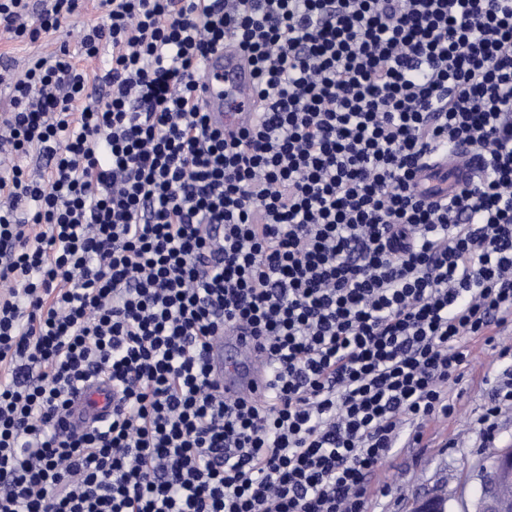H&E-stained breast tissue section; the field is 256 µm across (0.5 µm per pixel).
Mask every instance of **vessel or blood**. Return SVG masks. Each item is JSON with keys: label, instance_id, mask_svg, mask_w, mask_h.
I'll return each mask as SVG.
<instances>
[{"label": "vessel or blood", "instance_id": "b4317fda", "mask_svg": "<svg viewBox=\"0 0 512 512\" xmlns=\"http://www.w3.org/2000/svg\"><path fill=\"white\" fill-rule=\"evenodd\" d=\"M201 99L216 128L237 129L252 118L255 109L253 76L248 61L234 43L210 53L204 63ZM471 169L440 159L426 167L421 181L428 193L450 191L467 182ZM250 342L242 336L225 334L212 341L211 363L215 377L225 395L234 396L248 390L265 388L261 368L244 351ZM116 402L111 389L93 386L71 400L67 416L68 429H82L108 417Z\"/></svg>", "mask_w": 512, "mask_h": 512}]
</instances>
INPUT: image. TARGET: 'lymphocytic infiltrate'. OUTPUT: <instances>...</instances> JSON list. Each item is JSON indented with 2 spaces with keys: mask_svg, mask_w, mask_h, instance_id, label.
Masks as SVG:
<instances>
[{
  "mask_svg": "<svg viewBox=\"0 0 512 512\" xmlns=\"http://www.w3.org/2000/svg\"><path fill=\"white\" fill-rule=\"evenodd\" d=\"M79 8L0 0V29L33 43ZM97 8L76 48L0 68V512H364L512 316V0ZM229 41L256 79L233 134L197 95ZM457 144L481 174L427 195ZM228 330L262 393L213 378ZM100 381L111 419L65 431Z\"/></svg>",
  "mask_w": 512,
  "mask_h": 512,
  "instance_id": "lymphocytic-infiltrate-1",
  "label": "lymphocytic infiltrate"
}]
</instances>
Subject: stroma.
Instances as JSON below:
<instances>
[{
    "label": "stroma",
    "instance_id": "35a3bbf8",
    "mask_svg": "<svg viewBox=\"0 0 512 512\" xmlns=\"http://www.w3.org/2000/svg\"><path fill=\"white\" fill-rule=\"evenodd\" d=\"M97 16L94 0H85L81 12L49 39L18 43L0 32V66L9 65L14 77H23L32 58L63 45L75 46L83 24ZM507 345H512V321L492 329L488 339L472 343L470 365L448 386L457 414L425 428L420 447L399 441L381 469L380 490L370 497L367 512H414L421 500L431 497L444 499L447 512H472L491 459L512 445V405L503 406L496 417L494 438L484 439L480 432L491 396L512 381L507 374L512 359L500 354Z\"/></svg>",
    "mask_w": 512,
    "mask_h": 512
}]
</instances>
